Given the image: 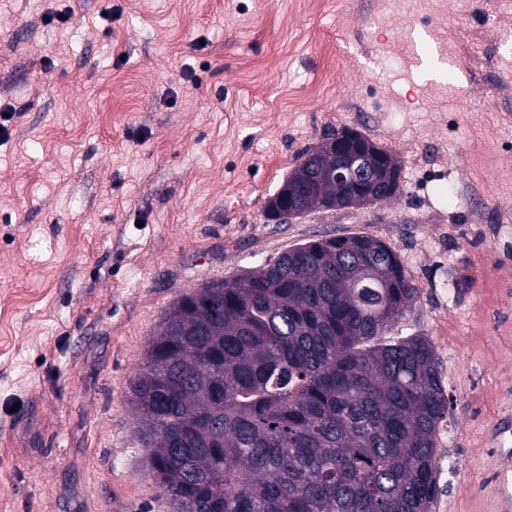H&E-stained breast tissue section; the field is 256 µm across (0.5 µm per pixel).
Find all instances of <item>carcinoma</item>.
<instances>
[{"label": "carcinoma", "instance_id": "carcinoma-1", "mask_svg": "<svg viewBox=\"0 0 512 512\" xmlns=\"http://www.w3.org/2000/svg\"><path fill=\"white\" fill-rule=\"evenodd\" d=\"M313 146L294 171L323 175ZM336 199H300L304 211ZM417 288L370 235L317 239L180 294L130 382L172 512H432L448 419L434 348L386 332Z\"/></svg>", "mask_w": 512, "mask_h": 512}]
</instances>
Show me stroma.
Wrapping results in <instances>:
<instances>
[{"label":"stroma","mask_w":512,"mask_h":512,"mask_svg":"<svg viewBox=\"0 0 512 512\" xmlns=\"http://www.w3.org/2000/svg\"><path fill=\"white\" fill-rule=\"evenodd\" d=\"M8 105L0 512H171L128 402L164 313L205 281L360 233L399 253L418 295L395 331L431 341L452 399L433 512H498L512 0H0ZM346 127L393 151L400 192L267 220L302 152Z\"/></svg>","instance_id":"stroma-1"}]
</instances>
